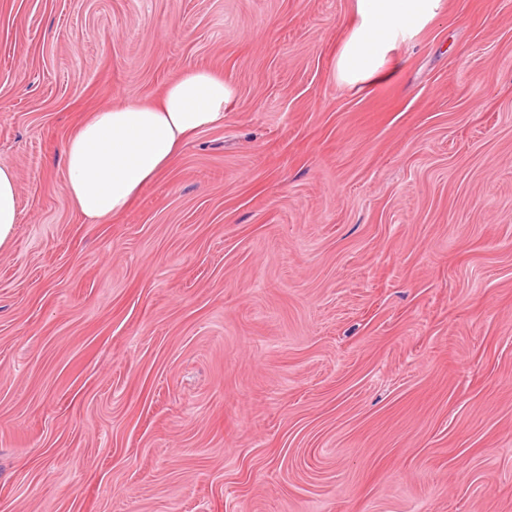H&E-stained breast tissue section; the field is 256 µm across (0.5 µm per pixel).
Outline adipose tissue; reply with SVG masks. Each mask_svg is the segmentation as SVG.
Listing matches in <instances>:
<instances>
[{"instance_id":"adipose-tissue-1","label":"adipose tissue","mask_w":512,"mask_h":512,"mask_svg":"<svg viewBox=\"0 0 512 512\" xmlns=\"http://www.w3.org/2000/svg\"><path fill=\"white\" fill-rule=\"evenodd\" d=\"M445 0H354L349 33L336 52L338 83L376 79L391 55L443 11ZM235 97L223 76L186 68L150 105L127 103L91 113L67 139L65 194L84 223L124 212L172 166L198 132L223 126ZM19 219L14 170L0 165V249Z\"/></svg>"}]
</instances>
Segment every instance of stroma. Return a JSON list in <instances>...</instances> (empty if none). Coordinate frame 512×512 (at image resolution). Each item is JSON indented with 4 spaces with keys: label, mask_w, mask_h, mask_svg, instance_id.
<instances>
[{
    "label": "stroma",
    "mask_w": 512,
    "mask_h": 512,
    "mask_svg": "<svg viewBox=\"0 0 512 512\" xmlns=\"http://www.w3.org/2000/svg\"><path fill=\"white\" fill-rule=\"evenodd\" d=\"M353 0H0V512H512V0L382 78ZM236 99L123 214L65 142L184 68ZM18 219L16 175L10 166L0 165V249L10 245Z\"/></svg>",
    "instance_id": "35a3bbf8"
}]
</instances>
